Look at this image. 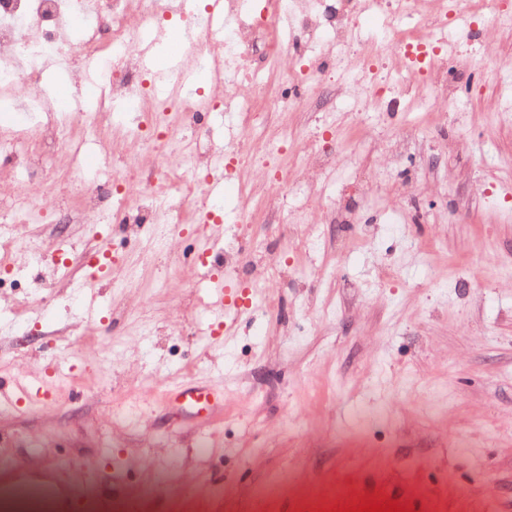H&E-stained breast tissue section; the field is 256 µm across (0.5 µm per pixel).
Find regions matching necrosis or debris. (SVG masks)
Listing matches in <instances>:
<instances>
[{"mask_svg":"<svg viewBox=\"0 0 512 512\" xmlns=\"http://www.w3.org/2000/svg\"><path fill=\"white\" fill-rule=\"evenodd\" d=\"M424 0H378L386 17L381 34L397 59L396 73L382 74L383 53L364 58L351 80L365 93L378 95L418 83L427 56L445 62L447 52L438 38L441 30L453 29L448 9L430 14ZM362 10V0H280V14L290 17L292 41L282 44L270 36L276 19L268 9L258 8L254 0H226L224 11L231 21L224 31L219 55L196 53L199 33L209 27L204 11L183 12L181 6L166 0H0V109L5 113L23 112L38 123L35 147L20 146L16 122L0 126V169L11 171L10 185L0 184V222L28 224L40 206L24 192L30 182H45L54 175L58 149H65L70 169L69 188L76 204H62L51 216L52 224H111L126 237H136L140 228L152 224L158 239L180 234L184 225L207 224L205 209L221 210V203L200 197L198 191L217 164L233 158L243 165L253 159L270 161L271 183L288 184L291 174L278 162L288 144L287 135L271 134L270 113L264 112L247 130L226 147L203 136L206 119L212 112V99L201 86L188 91L164 90L158 78H145V68L132 51L147 35L162 31L172 14L184 23L185 39L176 52L188 60L197 73L223 66L234 79L233 94L237 111L253 109V96L261 84L251 62L255 56L265 61L281 57L288 60L287 80L309 90L336 89V102L355 109V102L336 88V75L315 61H302L304 43L311 35L344 50L354 46L353 17ZM418 19L417 31L408 35L399 26L404 17ZM43 59L61 61L75 84L86 78L88 62L109 64V78L93 108L75 105L65 108L45 98L40 90ZM27 86L28 95H15L18 86ZM125 103L129 118L121 135L136 143L138 155L125 153L100 166L93 175L81 170V159L89 148L88 139L71 137L74 127L93 131L103 116L110 114L114 102ZM267 212L263 232H255L247 215L238 222L245 246H227L212 257L217 269L234 273L245 268L247 255L265 254L268 264L262 271H249L247 283L266 288L282 279L288 267L273 243L280 236L281 193L258 198ZM42 253L32 238L16 241L14 250L0 252V295L18 294L25 285L18 274L17 258L33 259Z\"/></svg>","mask_w":512,"mask_h":512,"instance_id":"4bbe7bcc","label":"necrosis or debris"}]
</instances>
